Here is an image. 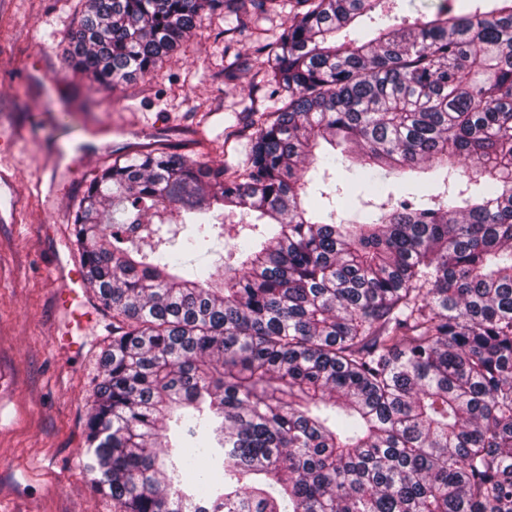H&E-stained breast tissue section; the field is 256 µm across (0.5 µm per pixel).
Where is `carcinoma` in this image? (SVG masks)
<instances>
[{
	"label": "carcinoma",
	"instance_id": "obj_1",
	"mask_svg": "<svg viewBox=\"0 0 512 512\" xmlns=\"http://www.w3.org/2000/svg\"><path fill=\"white\" fill-rule=\"evenodd\" d=\"M279 2L85 0L66 63L113 89L225 10L233 68ZM290 2L256 47L282 106L229 133L242 167L124 156L75 211L112 312L95 490L118 512H512V0L401 23L397 0ZM224 238L201 278L187 257Z\"/></svg>",
	"mask_w": 512,
	"mask_h": 512
}]
</instances>
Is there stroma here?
Instances as JSON below:
<instances>
[{
    "label": "stroma",
    "instance_id": "35a3bbf8",
    "mask_svg": "<svg viewBox=\"0 0 512 512\" xmlns=\"http://www.w3.org/2000/svg\"><path fill=\"white\" fill-rule=\"evenodd\" d=\"M78 0H0V162L16 172L13 208L0 215V512H117L84 463L86 419L112 338L104 311L70 323L56 304L57 259L75 245L55 210L75 212L91 178L141 137L190 160L237 168L247 140L225 142L250 109L275 110L255 90L263 56L253 39L276 41L287 9L257 16L227 74L224 31L234 18L203 13L155 75L113 92L65 65ZM65 123H58L61 109Z\"/></svg>",
    "mask_w": 512,
    "mask_h": 512
}]
</instances>
